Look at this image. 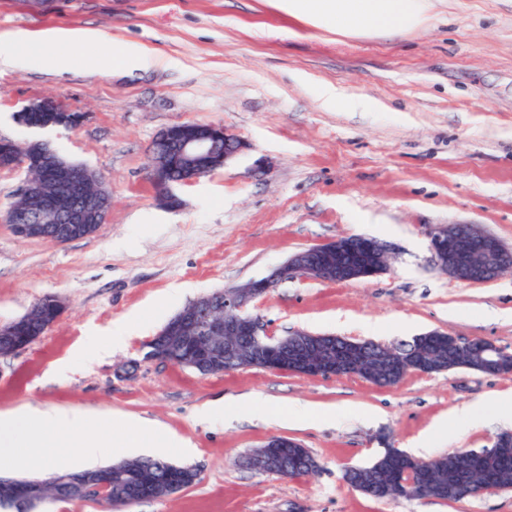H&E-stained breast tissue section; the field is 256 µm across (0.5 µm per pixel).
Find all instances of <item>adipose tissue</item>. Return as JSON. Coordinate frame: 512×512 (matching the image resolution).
<instances>
[{"instance_id": "obj_1", "label": "adipose tissue", "mask_w": 512, "mask_h": 512, "mask_svg": "<svg viewBox=\"0 0 512 512\" xmlns=\"http://www.w3.org/2000/svg\"><path fill=\"white\" fill-rule=\"evenodd\" d=\"M289 15L344 35L371 36L401 33L429 26L437 0H274ZM105 412L81 407L42 409L22 406L0 413V463L29 471L45 465L46 451L65 437L75 457L91 462L107 446L101 428Z\"/></svg>"}]
</instances>
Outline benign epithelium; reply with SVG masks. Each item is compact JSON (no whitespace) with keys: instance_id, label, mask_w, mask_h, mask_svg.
I'll return each mask as SVG.
<instances>
[{"instance_id":"benign-epithelium-1","label":"benign epithelium","mask_w":512,"mask_h":512,"mask_svg":"<svg viewBox=\"0 0 512 512\" xmlns=\"http://www.w3.org/2000/svg\"><path fill=\"white\" fill-rule=\"evenodd\" d=\"M30 112L44 113L41 127H74L83 121L49 100L30 104L19 114L25 120ZM176 141L173 154H157L149 169L151 181H156L155 169L169 162L198 172L214 165L224 167L241 154L247 145L237 135L222 126L210 125L203 134L187 133L182 125L164 128L155 143ZM20 163L41 171H50L54 183L62 190L49 193L40 181L26 179L17 197L24 206L10 208L0 215L15 236L25 240H51L67 243L88 236V231L106 222L111 197L103 187L99 174L80 163L70 162L52 151L36 156L16 154L11 139L0 136V168L9 169ZM430 247L438 266L448 275L465 282L483 283L512 268V250L506 248L494 235L469 224H450L434 231ZM388 251L379 241L363 236H345L301 250L267 276L242 286L226 289L217 295L203 296L184 307L157 334L155 350L178 347L174 364L196 369L202 374L221 361H242L275 371L291 372L306 377H344L350 375L357 360L372 355L370 348L354 340H346L343 347H335L315 334L298 331L290 336L273 338L266 334L263 324L248 312L249 304L269 292L279 283L298 277L326 282H351L368 277V272L381 274L387 270ZM27 318L0 324V343L18 352L29 345V337L18 332L26 329ZM456 353H465L477 362L476 369L494 375L512 374V353L483 338L468 340L452 337ZM436 372L435 364L425 359L422 344L413 343L409 353H402L394 361L384 363L382 371L402 376L407 370ZM468 462V474L463 479L448 483V487L429 482L426 469H420V482L402 483L396 479L387 483L398 497L432 499L440 493L447 501L498 492L503 489L498 475L482 467L483 454L462 451ZM248 465L259 471L277 469L278 462L263 452L248 460ZM128 485L135 490L134 500L147 501L157 491L144 484L133 473L125 474ZM50 483L58 488H76L82 493H101L112 484L108 470H100L94 477L82 480L68 474H57ZM38 480H18L0 476V501L19 505L25 502L31 508L36 500L27 495L29 487Z\"/></svg>"}]
</instances>
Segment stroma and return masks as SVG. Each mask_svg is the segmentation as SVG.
I'll use <instances>...</instances> for the list:
<instances>
[{
    "instance_id": "obj_1",
    "label": "stroma",
    "mask_w": 512,
    "mask_h": 512,
    "mask_svg": "<svg viewBox=\"0 0 512 512\" xmlns=\"http://www.w3.org/2000/svg\"><path fill=\"white\" fill-rule=\"evenodd\" d=\"M93 30L113 54L139 46L151 64L106 69L101 45L64 41L58 73L32 59L0 71V135L49 143L95 169L112 195L105 224L65 244L24 240L0 221V323L46 295L63 312L25 350L0 356V412L31 404L120 414L108 461L127 457L129 418L190 444L169 461L196 484L123 512H512V490L456 502L375 499L341 478L384 448L423 459L488 448L504 432L512 374L411 373L381 388L357 376L305 377L246 367L202 375L148 357L179 310L262 278L293 253L362 235L390 248L389 271L347 283L297 278L249 306L266 333L303 330L386 345L440 330L512 351V270L485 283L454 279L430 235L471 224L512 248V0H447L426 29L351 38L296 20L267 0H0V33ZM331 86L374 103L323 105ZM51 98L85 114L78 127L29 128L15 116ZM224 126L249 148L175 186L161 205L148 176L157 134L181 122ZM263 172H256V163ZM125 345L87 356L116 325ZM238 402L200 418L202 407ZM335 407L287 421L295 404ZM482 416L468 424L462 406ZM299 441L317 473L281 479L247 467L269 436Z\"/></svg>"
}]
</instances>
